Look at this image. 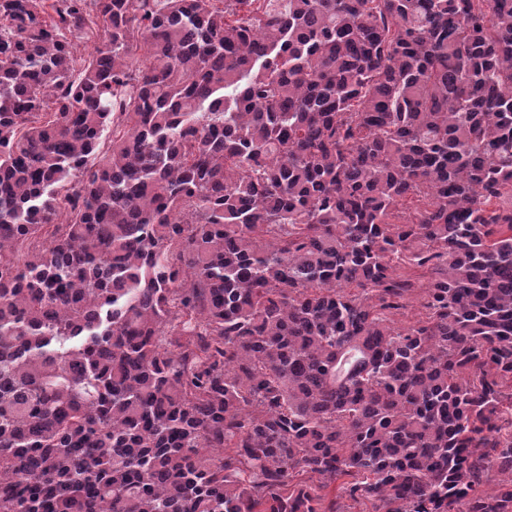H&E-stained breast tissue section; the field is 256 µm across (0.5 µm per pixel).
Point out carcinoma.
Listing matches in <instances>:
<instances>
[{
  "label": "carcinoma",
  "mask_w": 512,
  "mask_h": 512,
  "mask_svg": "<svg viewBox=\"0 0 512 512\" xmlns=\"http://www.w3.org/2000/svg\"><path fill=\"white\" fill-rule=\"evenodd\" d=\"M344 499L512 512V0H0V512Z\"/></svg>",
  "instance_id": "obj_1"
}]
</instances>
